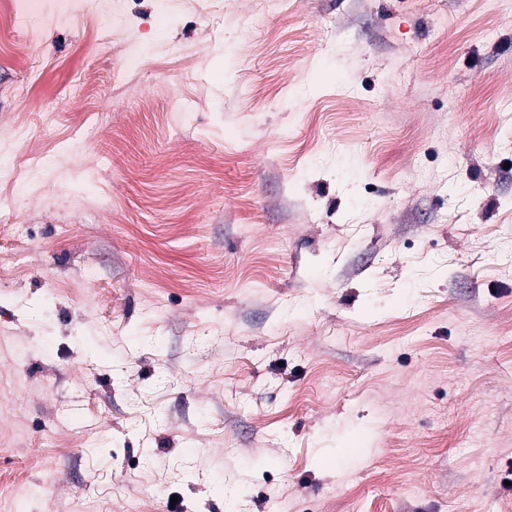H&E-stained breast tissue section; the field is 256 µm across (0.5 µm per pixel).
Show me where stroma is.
Instances as JSON below:
<instances>
[{
    "label": "stroma",
    "mask_w": 512,
    "mask_h": 512,
    "mask_svg": "<svg viewBox=\"0 0 512 512\" xmlns=\"http://www.w3.org/2000/svg\"><path fill=\"white\" fill-rule=\"evenodd\" d=\"M59 2L0 34V512H512V0Z\"/></svg>",
    "instance_id": "obj_1"
}]
</instances>
